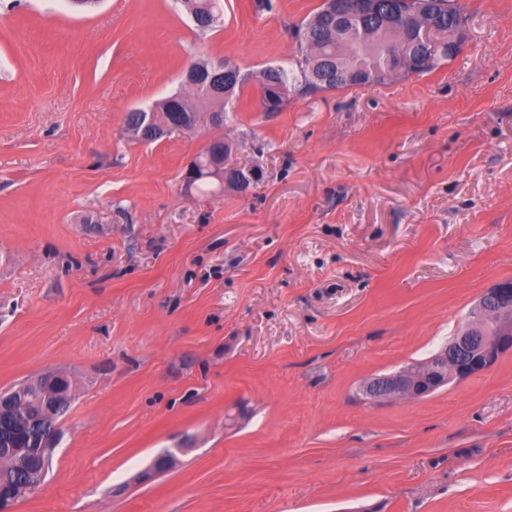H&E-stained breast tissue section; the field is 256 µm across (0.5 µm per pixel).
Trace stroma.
Returning a JSON list of instances; mask_svg holds the SVG:
<instances>
[{"label": "stroma", "instance_id": "1", "mask_svg": "<svg viewBox=\"0 0 512 512\" xmlns=\"http://www.w3.org/2000/svg\"><path fill=\"white\" fill-rule=\"evenodd\" d=\"M322 0H0V391L74 379L52 464L11 512H512V350L409 401L512 280V0H458L432 71L224 114L247 190L186 191L199 128L125 117L190 62L291 66ZM164 448L177 464L139 475ZM181 5L190 15L197 18L194 23L196 30L208 33L224 23V1L223 0H179Z\"/></svg>", "mask_w": 512, "mask_h": 512}]
</instances>
